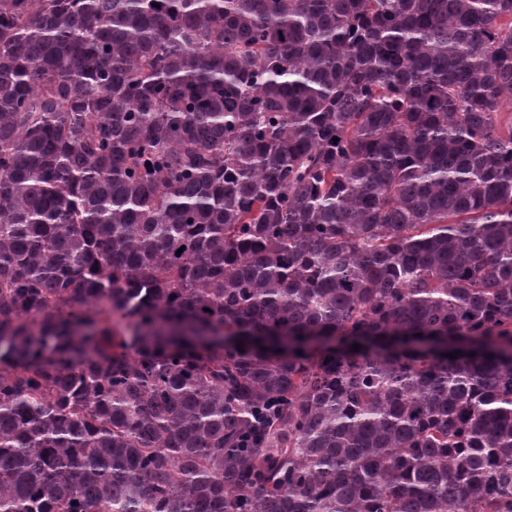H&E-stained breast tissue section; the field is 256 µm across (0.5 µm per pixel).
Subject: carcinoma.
Returning a JSON list of instances; mask_svg holds the SVG:
<instances>
[{
	"instance_id": "obj_1",
	"label": "carcinoma",
	"mask_w": 512,
	"mask_h": 512,
	"mask_svg": "<svg viewBox=\"0 0 512 512\" xmlns=\"http://www.w3.org/2000/svg\"><path fill=\"white\" fill-rule=\"evenodd\" d=\"M0 512H512V0H0Z\"/></svg>"
}]
</instances>
